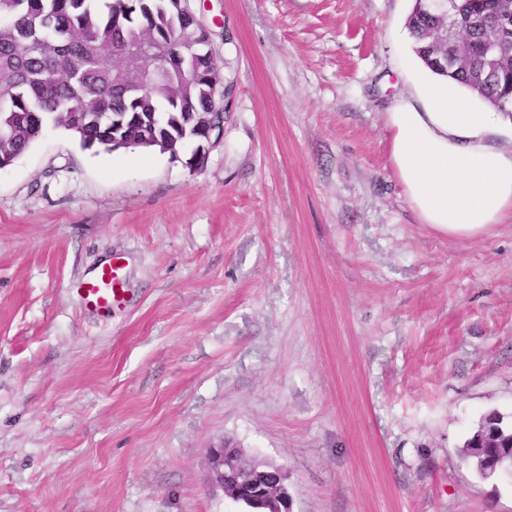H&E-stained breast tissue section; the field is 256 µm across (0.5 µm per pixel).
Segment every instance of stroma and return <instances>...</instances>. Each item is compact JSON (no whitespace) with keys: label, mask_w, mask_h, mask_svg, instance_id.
<instances>
[{"label":"stroma","mask_w":512,"mask_h":512,"mask_svg":"<svg viewBox=\"0 0 512 512\" xmlns=\"http://www.w3.org/2000/svg\"><path fill=\"white\" fill-rule=\"evenodd\" d=\"M224 76L192 162L45 132L0 170V512H246L220 439L290 512H512L461 454L512 415V220L420 223L385 114L413 0H189ZM124 259L102 318L74 289ZM242 460V450L237 446L224 440L211 445L206 466L212 488L222 491L239 504L248 503L255 509L275 496L281 505L276 512L290 511L286 472L273 465L261 470L244 468Z\"/></svg>","instance_id":"obj_1"}]
</instances>
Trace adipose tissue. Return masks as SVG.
I'll return each instance as SVG.
<instances>
[{"label":"adipose tissue","instance_id":"1","mask_svg":"<svg viewBox=\"0 0 512 512\" xmlns=\"http://www.w3.org/2000/svg\"><path fill=\"white\" fill-rule=\"evenodd\" d=\"M389 155L420 223L470 239L512 219V114L479 107L457 83L430 76L386 114Z\"/></svg>","mask_w":512,"mask_h":512}]
</instances>
